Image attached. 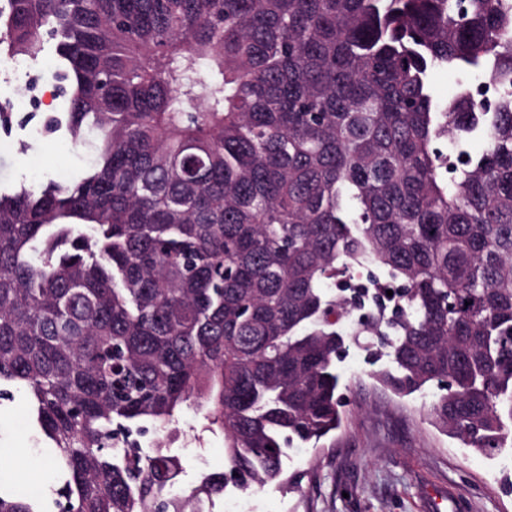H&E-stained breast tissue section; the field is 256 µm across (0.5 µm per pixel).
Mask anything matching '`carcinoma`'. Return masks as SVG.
Instances as JSON below:
<instances>
[{
  "label": "carcinoma",
  "mask_w": 512,
  "mask_h": 512,
  "mask_svg": "<svg viewBox=\"0 0 512 512\" xmlns=\"http://www.w3.org/2000/svg\"><path fill=\"white\" fill-rule=\"evenodd\" d=\"M53 41L40 133L92 159L0 186V398L29 395L60 485L0 512H202L283 485L342 426L350 268L398 283L395 393L486 457L512 440V0H6L0 53ZM463 75L440 101L432 73ZM227 468L189 491L183 407ZM149 431L141 437L145 448L161 441L170 440L173 454L178 455L183 463L184 471L178 477L182 487L190 488L197 485L201 478L210 473L222 472L226 466L224 457V435L216 430L204 428L203 419L191 408L184 407L175 423L157 433L150 425Z\"/></svg>",
  "instance_id": "obj_1"
}]
</instances>
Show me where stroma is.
<instances>
[{"label":"stroma","instance_id":"stroma-1","mask_svg":"<svg viewBox=\"0 0 512 512\" xmlns=\"http://www.w3.org/2000/svg\"><path fill=\"white\" fill-rule=\"evenodd\" d=\"M85 161L64 139L36 137L25 127L0 138L1 184L63 179ZM338 329L352 338L347 356L337 364L347 401L343 427L322 447L289 454L284 474L298 485V493L257 492L254 512H426L425 496L441 487L462 502L463 512H512V494L506 493L507 480L495 460L461 447L431 425L422 392L398 397L362 376L359 354L368 333L349 319ZM159 441L169 442L181 458L182 487L195 486L226 465L223 434L206 430L193 409H183L165 431L151 430L141 439L147 447ZM0 457L23 472L22 493L42 496L52 486L54 471L21 388L0 403Z\"/></svg>","mask_w":512,"mask_h":512}]
</instances>
